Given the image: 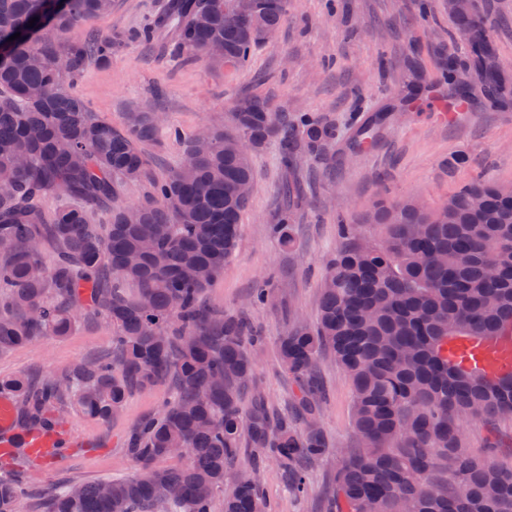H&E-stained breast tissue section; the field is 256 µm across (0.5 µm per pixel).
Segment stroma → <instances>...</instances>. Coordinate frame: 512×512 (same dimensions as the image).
I'll return each instance as SVG.
<instances>
[{"label":"stroma","mask_w":512,"mask_h":512,"mask_svg":"<svg viewBox=\"0 0 512 512\" xmlns=\"http://www.w3.org/2000/svg\"><path fill=\"white\" fill-rule=\"evenodd\" d=\"M172 0H113L110 13L91 26L100 35L138 30ZM288 16L273 40L255 48L234 72L173 47L174 33L154 42H130L112 53L108 64L88 61L70 81L90 111L122 127L130 113L155 112L165 130L141 148L161 179L181 165L183 148L166 130L194 134L201 125L233 133L237 100L258 96L276 110L311 112L336 126L326 155H304L286 164L277 143L252 156L253 182L242 215L237 251L203 296L228 317L246 318L259 341L253 351L255 388L270 411L303 427L300 390L279 360L278 341L296 323L315 325L320 285L329 261L342 246L337 217L359 227L370 242L385 235L373 223L377 206L414 199L426 207L447 204L449 195L481 176L512 183V106L501 108L484 97L480 63L467 92L471 109L455 121H442L432 109L436 93H451L445 77L449 58L467 53L461 22L445 0H288ZM474 17L492 23V65L512 83V0H474ZM393 113L369 147H351L357 125L383 106ZM462 164H453V157ZM293 205L292 247L268 231L273 214ZM269 281L268 304L256 305V283ZM115 330L104 315L84 310L68 336H43L28 346L0 352V377L25 375L58 380L80 362L106 356ZM315 374L327 401L316 419L330 451L306 467L303 495L290 493L280 469L267 463L260 488L275 512H326L336 496L341 456L362 445L352 426V388L330 355H321ZM176 397L171 383L130 392L123 408L101 422L71 410L65 431L79 440L50 471H29L30 494L21 512H38L42 492L80 480L124 479L136 472L124 439L142 419ZM466 451L492 457L512 469V418L473 420L465 427Z\"/></svg>","instance_id":"1"}]
</instances>
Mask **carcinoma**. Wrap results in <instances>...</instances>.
<instances>
[{"mask_svg": "<svg viewBox=\"0 0 512 512\" xmlns=\"http://www.w3.org/2000/svg\"><path fill=\"white\" fill-rule=\"evenodd\" d=\"M252 4L259 25L280 27L285 0ZM111 10L112 0H0V351L68 335L85 305L116 329L120 353L119 366L93 359L61 383L1 377L0 394L12 397L20 422L47 428L53 406L106 421L129 390L169 376L177 398L131 430L133 477L72 481L46 499L44 512H154L164 502L168 512H215L219 492L222 512H272L259 490L261 468L276 463L300 494L305 464L329 451L314 420L325 393L313 366L324 353L352 386V423L364 444L336 473L341 512H512V471L469 455L463 438L467 421L512 418V375H481L448 356L466 336H512V184L473 180L449 196L445 214L414 200L380 206L373 221L387 228L381 245L338 219L344 243L324 276L318 323L297 324L280 340L305 427L271 415L259 396L245 409L258 337L241 319L210 315L201 295L237 248L249 201L237 188L253 179L250 154L213 128L202 151L195 138L184 140L182 164L152 183L137 204L139 223L127 224L120 188L150 180L138 143L162 120L133 112L116 128L65 80L88 59L106 63L122 42L164 29L192 56L227 52L235 70L261 44L260 31L243 0H179L142 31L71 37ZM459 19L470 52L485 54L484 25ZM232 116L251 149L277 139L289 164L302 153L325 154L336 137L329 120L301 112L290 121L259 97L237 103ZM96 210L108 216L104 233ZM271 230L292 246L289 212ZM47 242L55 249L50 265ZM115 279L135 285V295L120 294ZM244 441L250 467L228 487ZM172 448L185 449L190 463L158 466ZM439 468L451 471L453 490L431 478ZM27 495L25 479L0 478V512H19Z\"/></svg>", "mask_w": 512, "mask_h": 512, "instance_id": "obj_1", "label": "carcinoma"}]
</instances>
